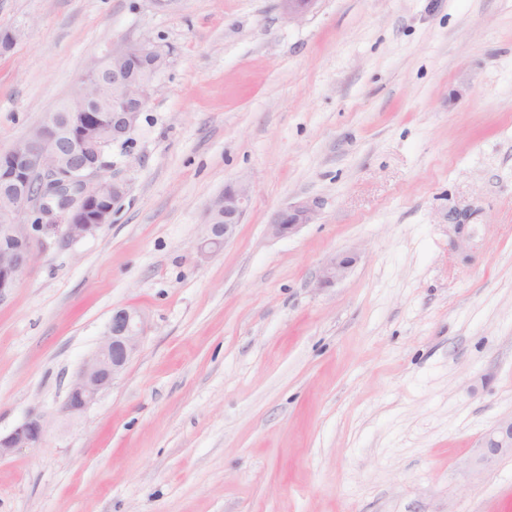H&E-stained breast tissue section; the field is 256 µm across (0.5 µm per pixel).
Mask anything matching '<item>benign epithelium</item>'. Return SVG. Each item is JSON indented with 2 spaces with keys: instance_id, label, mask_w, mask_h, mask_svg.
Returning a JSON list of instances; mask_svg holds the SVG:
<instances>
[{
  "instance_id": "1",
  "label": "benign epithelium",
  "mask_w": 512,
  "mask_h": 512,
  "mask_svg": "<svg viewBox=\"0 0 512 512\" xmlns=\"http://www.w3.org/2000/svg\"><path fill=\"white\" fill-rule=\"evenodd\" d=\"M290 21L305 17L316 0H280ZM168 65V52L154 40L143 37L123 40L95 62L82 79L79 92L101 84L107 90L103 104L112 107V127L102 129L88 122L61 139L48 121L39 125L36 135L27 134L0 160L13 169L11 182L0 188L7 203L0 206V303L17 287L32 263L39 243L38 233L51 231L64 246L95 234L110 222L125 196L124 184L107 177L112 168L108 149L110 137H123L137 127L147 106L152 85L143 82L135 89L131 82L146 73L157 77ZM251 200L249 183L238 179L224 186V198H215L207 211L200 256H209L232 240ZM34 210L43 216L58 214L62 224H28L22 216ZM318 205L301 201L280 209L272 216L268 232L286 237L316 219ZM357 257L334 253L323 263L316 287L325 288L345 279ZM146 328V317L134 308L112 311L95 351L75 374L67 397L58 411L62 417L84 412L98 396L112 386L139 349ZM49 420L32 411L14 429L0 435V460L21 448L40 447ZM512 457V419L503 421L486 436L477 464L487 466L496 457Z\"/></svg>"
}]
</instances>
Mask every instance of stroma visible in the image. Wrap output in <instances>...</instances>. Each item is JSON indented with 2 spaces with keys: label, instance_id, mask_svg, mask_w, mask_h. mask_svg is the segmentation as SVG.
Wrapping results in <instances>:
<instances>
[{
  "label": "stroma",
  "instance_id": "1",
  "mask_svg": "<svg viewBox=\"0 0 512 512\" xmlns=\"http://www.w3.org/2000/svg\"><path fill=\"white\" fill-rule=\"evenodd\" d=\"M0 153L126 38L169 51L111 224L0 303V512H512V0H0ZM237 234L198 257L225 183ZM319 203L270 235L274 212ZM337 252L358 261L317 289ZM137 352L58 421L113 309ZM222 195L223 193L219 194L208 208L204 236L198 247L201 257L217 252L222 245L235 237L251 200V187L241 179L226 184L224 186V224H212L214 209ZM318 205L316 202L301 201L291 207L276 211L269 221L268 231L274 237H286L311 224L316 219ZM49 420L41 412L31 411L9 433H0V460L12 456L21 448L40 447L47 433ZM512 457V418L502 421L486 436L477 464L486 467L496 457Z\"/></svg>",
  "mask_w": 512,
  "mask_h": 512
}]
</instances>
